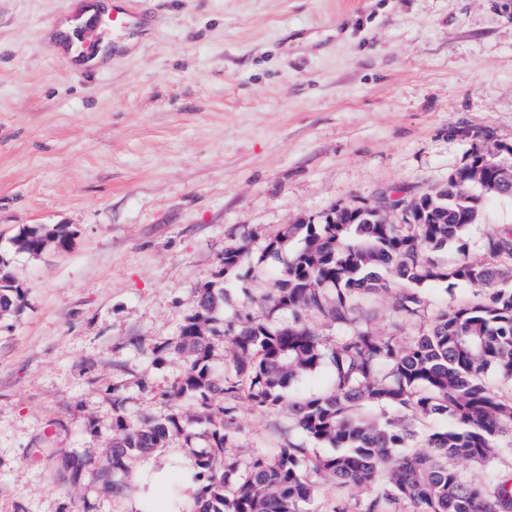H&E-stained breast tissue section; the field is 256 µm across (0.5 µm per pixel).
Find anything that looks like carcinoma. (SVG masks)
<instances>
[{"label": "carcinoma", "instance_id": "carcinoma-1", "mask_svg": "<svg viewBox=\"0 0 512 512\" xmlns=\"http://www.w3.org/2000/svg\"><path fill=\"white\" fill-rule=\"evenodd\" d=\"M500 147H474L447 184L411 200L410 213L345 206L320 224L287 225L264 249L266 256L278 254L290 239H303L268 296L274 308L293 315L284 325L247 315L219 330L224 290L201 291L195 313L163 347L190 358L168 397L190 403L192 420L206 425L210 451L192 452L196 476L205 479L193 512H301L314 497V475L350 492L357 512H398L401 504L410 512H512V471L492 467L503 453L512 454V227L487 234L481 260L432 256L463 241L477 223L482 195L469 192L473 169L496 162ZM49 241L65 248L69 237L58 228L34 227L19 244L38 254ZM248 257L245 245L226 247L224 269ZM435 282H464L476 292L420 324L417 288ZM388 293L398 320L394 333L380 335L361 317L360 304ZM18 298L9 260L0 254V313ZM308 312L339 336L330 340L305 325ZM214 336L223 338L232 376L212 372ZM326 367L325 389L286 399L293 381ZM489 374L509 390L489 385ZM239 400L260 409L287 407L306 440L336 452L310 456L303 444L290 442L241 464L228 452L230 404ZM113 405L112 468L91 472L106 488L116 486L129 459L165 447L180 430L174 416L133 424L120 414L119 399ZM439 416L450 425L419 428ZM420 440L431 452H407Z\"/></svg>", "mask_w": 512, "mask_h": 512}]
</instances>
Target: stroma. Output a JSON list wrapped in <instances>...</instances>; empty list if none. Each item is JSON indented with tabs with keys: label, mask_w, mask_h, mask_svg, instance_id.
<instances>
[{
	"label": "stroma",
	"mask_w": 512,
	"mask_h": 512,
	"mask_svg": "<svg viewBox=\"0 0 512 512\" xmlns=\"http://www.w3.org/2000/svg\"><path fill=\"white\" fill-rule=\"evenodd\" d=\"M75 0H0V252L21 288L0 316V512H144L151 474L178 497L184 438L132 458L118 485L113 398L126 419L190 418L167 392L183 358H157L200 289L223 320L284 324L265 303L300 219L445 183L472 146L512 144V0H133L97 13L84 66L50 34ZM464 249L512 225L486 197ZM60 225L69 249L18 251L23 228ZM248 261L225 270L224 249ZM234 454L301 442L287 410L235 406ZM78 456L85 472L67 474Z\"/></svg>",
	"instance_id": "35a3bbf8"
}]
</instances>
